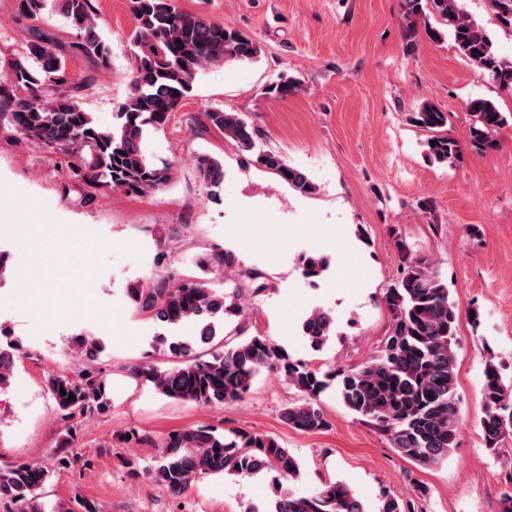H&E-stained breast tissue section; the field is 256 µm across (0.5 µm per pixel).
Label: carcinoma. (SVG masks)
<instances>
[{
    "label": "carcinoma",
    "mask_w": 512,
    "mask_h": 512,
    "mask_svg": "<svg viewBox=\"0 0 512 512\" xmlns=\"http://www.w3.org/2000/svg\"><path fill=\"white\" fill-rule=\"evenodd\" d=\"M485 2L498 21L512 29V0ZM17 3L20 17L34 20L47 0ZM53 3L84 37L66 46L38 32L25 48L11 54L9 71L0 80V116L7 117L22 138L65 156L68 166L81 174L89 187L107 186L138 196L160 190L172 178L173 170L149 158L152 135L165 127L170 111L189 96L200 71L255 59L259 51L256 42L203 14L179 9L175 0H129L135 21L131 90L118 105L115 124L103 129L73 96L63 92L71 83L68 59L86 58L100 68L110 63V48L95 33L93 0ZM429 14L442 21L462 57L499 88L512 92V60L497 55L490 34L464 10L463 0H404L408 27ZM297 90L299 81L287 78L269 84L267 94L285 98ZM466 109L468 144L482 152L498 148L497 133L506 116L496 103L475 97L468 100ZM203 117L206 125L235 145L242 163L274 173L302 195L317 192L318 186L307 174L264 147L260 129L245 116L210 109ZM407 120L426 133L422 146L428 162L452 168L460 161L462 144L452 133L448 113L424 101ZM197 169L211 193L222 187L224 163L220 159L203 156ZM396 248L399 273L383 296L392 326L375 356L361 366L323 372L303 360L291 359L266 336L256 334L236 341L232 335H242L241 328L235 327L232 335L224 334V329L243 313L240 289L226 292L183 280L170 286L161 282L129 288L141 310L170 331L158 338V347L174 359L169 368L141 365L132 375L167 398L218 405L242 399L262 370L273 369L300 395L285 409L284 420L307 434L330 428L319 399L333 386L343 404L385 435L399 456L419 466L436 465L460 445L454 350L459 314L448 283L431 259L413 252L401 239ZM215 261L238 268V276L250 292L259 294L267 288L266 274L237 265L234 253L224 251ZM299 269L304 279L314 283L326 275L329 259L320 253L304 254ZM335 328L330 312L319 307L303 320L302 334L319 349ZM217 337L223 350L209 360L193 356L198 344ZM14 364L13 346H0V392L9 388ZM45 387L68 422L108 408L105 380L92 366L50 373ZM62 389L66 394L60 393ZM70 393L75 396L71 401ZM482 400L484 448L497 455L503 441L512 435V384L504 382L491 353L484 361ZM52 473L43 464L0 462V500L13 505L15 512H101L77 499L72 505L42 501ZM145 473L177 494L189 489L199 475L254 477L266 473L272 477L273 498L263 508L252 507L248 512H365L341 481L299 493L293 486L300 477L298 460L275 438L244 430L224 434L203 426L173 432Z\"/></svg>",
    "instance_id": "carcinoma-1"
}]
</instances>
